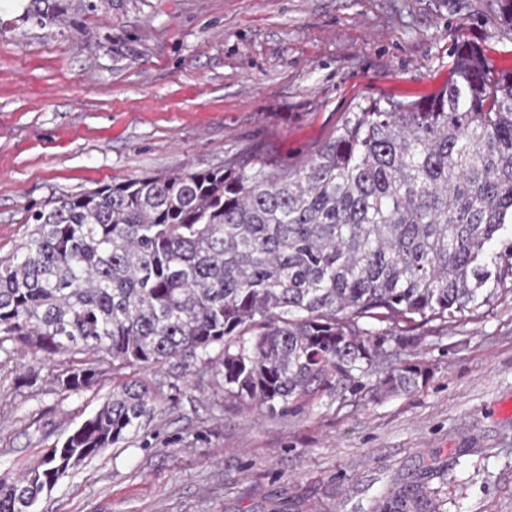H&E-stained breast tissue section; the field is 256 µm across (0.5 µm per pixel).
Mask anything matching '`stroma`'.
Listing matches in <instances>:
<instances>
[{"instance_id": "obj_1", "label": "stroma", "mask_w": 512, "mask_h": 512, "mask_svg": "<svg viewBox=\"0 0 512 512\" xmlns=\"http://www.w3.org/2000/svg\"><path fill=\"white\" fill-rule=\"evenodd\" d=\"M463 44L512 71L502 0H112L78 32L0 0V258L53 196L186 165L301 168L359 105L436 96ZM405 334L400 360L427 372L413 391L373 375L275 414L173 361L72 393L66 358L0 351V476L142 379L152 421L38 512H369L391 477L431 466L448 470L447 512H512V297Z\"/></svg>"}]
</instances>
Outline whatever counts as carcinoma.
Listing matches in <instances>:
<instances>
[{"label": "carcinoma", "mask_w": 512, "mask_h": 512, "mask_svg": "<svg viewBox=\"0 0 512 512\" xmlns=\"http://www.w3.org/2000/svg\"><path fill=\"white\" fill-rule=\"evenodd\" d=\"M102 0H29L23 20L75 28ZM27 241L0 258V350L91 355L62 390L109 369L171 360L224 377L240 407L274 413L318 392H410L408 362L380 369L404 336L370 331L453 322L512 294V72L458 50L454 78L421 103H371L295 171L183 166L29 210ZM131 382L19 478L0 512H35L77 462L151 420ZM429 468L392 479L373 512H446Z\"/></svg>", "instance_id": "obj_1"}]
</instances>
